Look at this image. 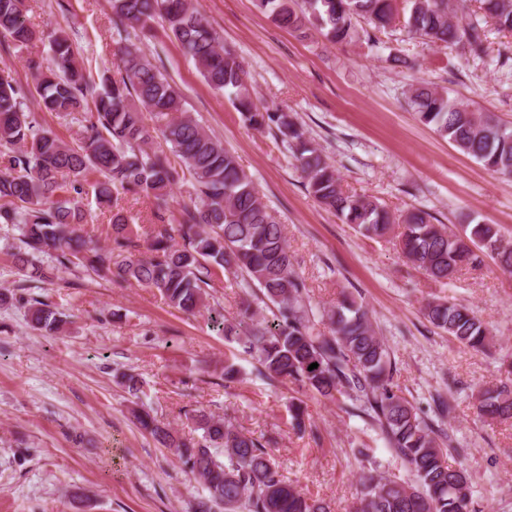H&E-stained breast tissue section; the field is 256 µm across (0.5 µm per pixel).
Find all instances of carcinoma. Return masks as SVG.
<instances>
[{"instance_id":"1","label":"carcinoma","mask_w":512,"mask_h":512,"mask_svg":"<svg viewBox=\"0 0 512 512\" xmlns=\"http://www.w3.org/2000/svg\"><path fill=\"white\" fill-rule=\"evenodd\" d=\"M112 21L142 30L161 16L167 30L194 60L210 87L231 90L245 122L269 131L288 145L308 192L365 237H382L401 226L402 254L431 279L450 281L464 267L493 259L512 273V244L496 224L477 221L452 229L433 223L423 210L398 217L376 200L343 190L336 169L288 112L261 111L254 105L241 61L225 49L192 0H109ZM274 24L293 31L316 28L331 43L354 36L362 18L381 31L400 20L408 32L475 59L486 54L483 24L512 32V0H256ZM0 36L17 43L33 37L22 0H0ZM49 62L31 58L27 67L35 92L49 112H87L82 137L66 142L38 125L26 111V94L0 77V224L21 225L12 258L27 281L50 282L64 270L98 277L117 276L160 292L184 313L206 306V287L217 272L243 276L240 287L260 290L274 308L273 320L249 324L219 313L214 322L224 337L256 353L269 376L296 383L368 421L413 479L397 481L372 468L362 470L354 512H470L472 490L460 466L449 462L440 430L401 395L393 381L395 363L368 312L354 299L329 311L312 305L305 281L295 272L284 225L263 202L237 157L205 132L181 108V95L138 46L119 49L115 68L103 67L95 82L78 64L68 36L50 43ZM410 101L421 122L431 125L485 168L512 176V128L451 99L428 83L412 89ZM154 114L168 150L150 147L154 136L141 110ZM102 179L84 186L79 177ZM191 178L199 207L172 223L159 215L149 254L129 256L136 247L128 218L112 213V244L98 245L84 230L83 196L114 207L120 194L166 200L173 186ZM178 235L182 244L174 243ZM33 328L58 330L49 305L31 298ZM425 319L457 344L488 351L492 336L469 308L451 299L426 302ZM313 363L318 367L311 370ZM480 417L512 419V386L483 390ZM139 427L156 438L202 482L206 495L194 512H331L330 505L302 492L279 474L265 445L231 422L201 413L194 417L200 438L182 436L150 411L137 407Z\"/></svg>"}]
</instances>
